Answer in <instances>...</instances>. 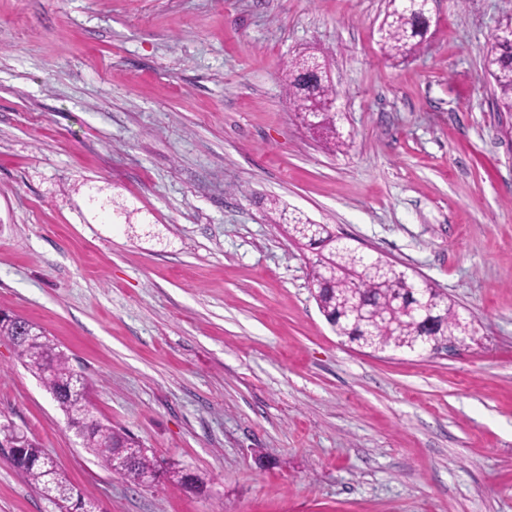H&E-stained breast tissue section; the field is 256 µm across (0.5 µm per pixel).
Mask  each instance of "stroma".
<instances>
[{"mask_svg":"<svg viewBox=\"0 0 512 512\" xmlns=\"http://www.w3.org/2000/svg\"><path fill=\"white\" fill-rule=\"evenodd\" d=\"M0 0V310L95 415L206 482L102 467L0 336V418L99 512H512V136L483 56L512 0ZM306 51L348 148L292 110ZM411 268L472 324L435 355L336 335L271 200ZM0 512H58L0 448ZM392 11L391 15L386 14L385 36L380 38L385 54L389 58L407 57L421 50L425 32L417 19L404 11L399 3L393 6Z\"/></svg>","mask_w":512,"mask_h":512,"instance_id":"1","label":"stroma"}]
</instances>
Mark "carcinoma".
<instances>
[{"label":"carcinoma","mask_w":512,"mask_h":512,"mask_svg":"<svg viewBox=\"0 0 512 512\" xmlns=\"http://www.w3.org/2000/svg\"><path fill=\"white\" fill-rule=\"evenodd\" d=\"M425 32L401 4L393 6V12L386 15L385 36L380 39L382 49L390 58L407 57L421 50ZM306 56L292 57L285 63L286 88L289 100L298 112H303L310 100L331 101L336 89L328 80H319L306 73ZM483 69L494 83L498 111L512 112V29L502 23L491 36V46L484 56ZM337 113L324 112L317 126V133L333 142L337 147L344 145L343 135L337 127ZM288 222L292 238L314 250L316 260L311 270V286L319 309L325 311L327 322L336 334L349 343L374 350L395 346L397 335L419 337L422 325L398 310V306L413 305L420 299L441 312L440 321L431 333L440 341L456 338L465 332L461 316L446 297L430 284L409 287L406 283L388 274H379L375 265L360 259L354 247L329 230L326 224H314L308 218L294 212L281 213ZM372 304L386 311L394 312V318L371 328L354 323L348 311L358 305ZM15 351L23 365L42 382L51 394L61 412L68 418H75L76 407L73 391L89 392V381L83 371L76 369L70 357L50 340L44 331L14 342ZM82 445L98 457L102 466L112 469V459L121 448H137L139 453L123 471V476L135 485L142 484L145 472L159 467L154 455L148 449L121 429L104 423L89 415L84 423ZM24 457L13 467L22 473L47 500L58 506L60 512H80L93 508V499L81 493L72 500L66 493L74 489L71 481L56 465L36 440L25 437ZM162 475L174 484L185 488L201 489L203 480L188 476L184 469L172 464Z\"/></svg>","instance_id":"cac0c4a2"}]
</instances>
